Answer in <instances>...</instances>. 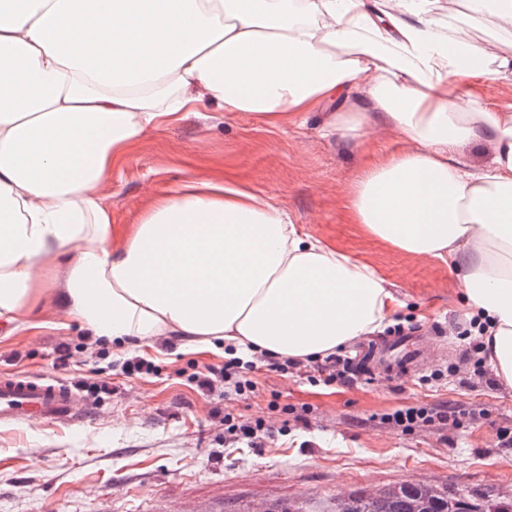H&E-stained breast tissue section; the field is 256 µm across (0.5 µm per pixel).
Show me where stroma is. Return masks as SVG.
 Wrapping results in <instances>:
<instances>
[{"mask_svg":"<svg viewBox=\"0 0 512 512\" xmlns=\"http://www.w3.org/2000/svg\"><path fill=\"white\" fill-rule=\"evenodd\" d=\"M209 111L184 113L113 165L101 188L113 224L134 223L150 199L187 179L223 178L373 265L397 300L392 322L432 329L436 361L419 375L330 386L314 359L284 372L263 365L252 374L256 393L234 401L194 381L223 365V351H189L171 336L120 344L88 336L63 311L33 310L24 328L0 332V376L74 385L86 416L0 425V512H254L288 503L331 512L339 497L407 483L482 501L512 493V447L497 437L512 429V386L456 336L471 315L454 268L374 238L348 207L367 160L405 150L400 134L375 124L359 137L327 138L324 110L274 125L256 115L212 120ZM141 359L148 371L129 372ZM434 372L440 380L422 383ZM442 404L466 414L410 434L383 419L401 407ZM228 413L266 420L271 438L260 448L226 440Z\"/></svg>","mask_w":512,"mask_h":512,"instance_id":"1","label":"stroma"}]
</instances>
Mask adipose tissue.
Instances as JSON below:
<instances>
[{"mask_svg":"<svg viewBox=\"0 0 512 512\" xmlns=\"http://www.w3.org/2000/svg\"><path fill=\"white\" fill-rule=\"evenodd\" d=\"M439 0H0V322L46 296L88 335L178 336L317 358L381 330L394 297L370 264L220 180L152 199L126 231L98 194L113 163L181 113L313 112L329 136L381 123L404 151L356 181L357 223L459 271L512 385V110L449 82L512 77V45L442 31ZM490 32L512 0H448ZM488 141L476 169L458 154Z\"/></svg>","mask_w":512,"mask_h":512,"instance_id":"obj_1","label":"adipose tissue"}]
</instances>
